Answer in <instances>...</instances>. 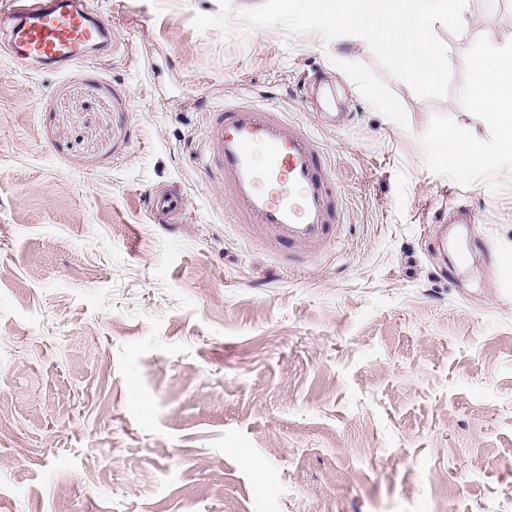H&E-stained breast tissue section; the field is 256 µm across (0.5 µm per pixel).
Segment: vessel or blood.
<instances>
[{"label":"vessel or blood","mask_w":512,"mask_h":512,"mask_svg":"<svg viewBox=\"0 0 512 512\" xmlns=\"http://www.w3.org/2000/svg\"><path fill=\"white\" fill-rule=\"evenodd\" d=\"M0 20L25 57L67 63L88 42L106 36L104 17L77 9L76 0H6ZM204 169L235 207L244 235L283 256L298 244L319 254L342 231L336 190L314 139L270 105L237 102L212 112L203 135ZM157 224L178 223L185 199L147 191Z\"/></svg>","instance_id":"b4317fda"}]
</instances>
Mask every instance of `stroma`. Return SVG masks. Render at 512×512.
Returning <instances> with one entry per match:
<instances>
[{
  "label": "stroma",
  "instance_id": "35a3bbf8",
  "mask_svg": "<svg viewBox=\"0 0 512 512\" xmlns=\"http://www.w3.org/2000/svg\"><path fill=\"white\" fill-rule=\"evenodd\" d=\"M111 48L47 66L0 32V512H512V296L426 233L469 209L512 257V167L475 68L512 0L435 28L426 100L358 43L197 32L220 0H91ZM287 112L333 170L344 228L301 267L241 234L203 173L211 108ZM185 196L152 223L147 189Z\"/></svg>",
  "mask_w": 512,
  "mask_h": 512
}]
</instances>
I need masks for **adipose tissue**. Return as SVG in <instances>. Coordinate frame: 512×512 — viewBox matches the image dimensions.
I'll use <instances>...</instances> for the list:
<instances>
[{
    "instance_id": "1",
    "label": "adipose tissue",
    "mask_w": 512,
    "mask_h": 512,
    "mask_svg": "<svg viewBox=\"0 0 512 512\" xmlns=\"http://www.w3.org/2000/svg\"><path fill=\"white\" fill-rule=\"evenodd\" d=\"M489 56L493 66L476 68L471 94L476 119L493 124L497 130L495 154L487 155L478 147L461 153L454 136L442 138L436 147L440 160L456 161L463 169L491 165L502 158L512 159V48L492 49Z\"/></svg>"
}]
</instances>
